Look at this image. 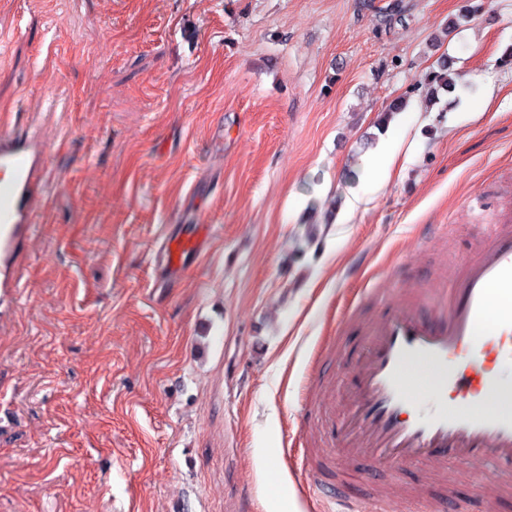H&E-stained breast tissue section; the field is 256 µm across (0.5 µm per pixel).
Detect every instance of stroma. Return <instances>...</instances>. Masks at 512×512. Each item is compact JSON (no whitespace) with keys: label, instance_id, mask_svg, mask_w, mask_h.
<instances>
[{"label":"stroma","instance_id":"35a3bbf8","mask_svg":"<svg viewBox=\"0 0 512 512\" xmlns=\"http://www.w3.org/2000/svg\"><path fill=\"white\" fill-rule=\"evenodd\" d=\"M463 3L0 0V115L56 133L0 327V512H268L276 491L323 512L296 492L321 438L298 410L363 346L341 305L435 279L409 240L450 224L469 247L465 197L512 187V0L447 30ZM445 58L458 87L432 105ZM193 224L208 248L170 280L157 252Z\"/></svg>","mask_w":512,"mask_h":512}]
</instances>
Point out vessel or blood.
Listing matches in <instances>:
<instances>
[{"mask_svg": "<svg viewBox=\"0 0 512 512\" xmlns=\"http://www.w3.org/2000/svg\"><path fill=\"white\" fill-rule=\"evenodd\" d=\"M51 131L39 113L0 120V321L19 307L22 257L33 243V219L48 204L54 176L43 158ZM207 225L167 237L159 257L175 276L199 255ZM365 339L354 360L337 357L342 396L319 383L322 401L342 400L319 454L308 464L314 496L328 512H390L394 500L423 501L447 512L456 490L433 496L396 479L403 468L434 470L454 462L484 476L465 512H493L512 501V206L480 225L479 240L456 251L446 275L370 289L343 315ZM367 463L374 487L365 495L343 483Z\"/></svg>", "mask_w": 512, "mask_h": 512, "instance_id": "vessel-or-blood-1", "label": "vessel or blood"}]
</instances>
